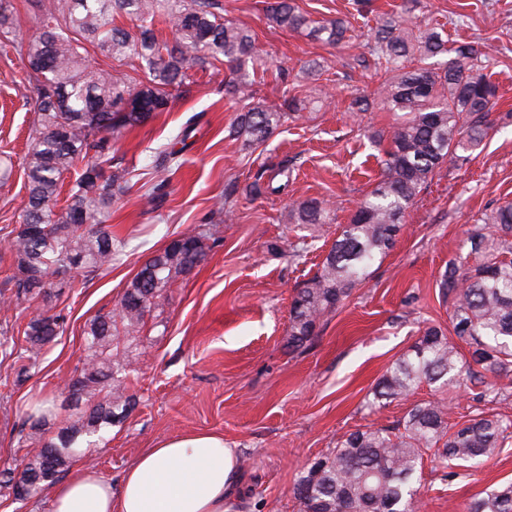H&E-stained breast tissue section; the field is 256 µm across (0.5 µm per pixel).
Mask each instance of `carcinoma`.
Segmentation results:
<instances>
[{
	"label": "carcinoma",
	"instance_id": "obj_1",
	"mask_svg": "<svg viewBox=\"0 0 512 512\" xmlns=\"http://www.w3.org/2000/svg\"><path fill=\"white\" fill-rule=\"evenodd\" d=\"M221 11L220 0H44L34 17L36 33L19 41L11 0H0V44L27 59V78L38 90L25 167L28 200L22 224L8 244L16 299L51 301V276L61 269L92 275L112 267L119 250L108 222L124 179L123 171L112 170V141L165 111L192 72L220 60L228 65L226 92L245 102L232 133L250 145L265 142L288 112L305 109L286 89L278 102L255 100L245 66L260 62L256 38L251 30L224 19ZM117 15L136 22L138 33L133 36L114 25ZM159 17L169 24L173 41L155 35L152 26ZM268 19L332 46L347 31L342 20L312 24L292 0H277ZM85 42L123 65L138 61L146 81L136 83L110 65L86 66L81 52ZM365 48L379 78L372 98L398 117L379 135L389 143L380 179L357 202L314 276L292 302L294 348L309 341L321 318L393 249L406 212L434 172L446 163L465 161V153L477 149L494 125L491 106L498 86L485 73L488 53L470 43L450 49L440 32L405 12L383 20ZM178 156L174 148L161 150L152 155L151 168L171 171ZM77 167L81 172L59 209L64 174ZM262 178L256 175L251 193L279 194L288 188L286 182L263 187ZM333 215L331 205L318 198L297 201L291 208L297 224H328ZM480 221L509 245L512 201L485 210ZM209 236L208 230H193L174 246L154 252L112 310L89 323L82 366L65 386L77 412L22 461L24 473L35 482L29 497L57 481L82 454V442L102 437L135 405L127 387L130 363L118 349L112 327L119 322L128 335L140 331L154 300L204 259ZM469 242V254L480 257V263L471 268L450 260L439 283L441 294L452 299V333L427 327L386 369L374 390L378 404L402 399L423 383L434 386L441 397L414 406L393 427L352 431L328 454L307 464L293 487L300 512H417L425 455L444 468L451 461L479 464L512 436V420L500 415L448 423L449 388L483 372L512 375V259L496 254L482 233L471 234ZM63 325L59 314L30 318L20 347L9 343L7 332L0 333V346L13 357L16 383L28 378L37 356L62 333ZM463 344L468 346L466 355L461 353ZM55 420L54 406L42 401L24 415V422H33L39 431ZM15 496L13 470L8 469L0 473V498ZM466 512H512V482L485 490Z\"/></svg>",
	"mask_w": 512,
	"mask_h": 512
}]
</instances>
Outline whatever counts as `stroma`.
Here are the masks:
<instances>
[{"label":"stroma","instance_id":"obj_1","mask_svg":"<svg viewBox=\"0 0 512 512\" xmlns=\"http://www.w3.org/2000/svg\"><path fill=\"white\" fill-rule=\"evenodd\" d=\"M221 3L226 19L256 34L266 61L250 74L258 96L274 100L288 87L308 110L288 118L263 144L231 137L241 106L226 95L229 69L219 62L194 75L166 111L114 142L115 161L129 171L110 219L113 236L126 242L120 261L95 276H57L49 306L0 305V331L18 343L29 318L42 309L64 318L63 332L21 384L12 382L11 359L0 355V470L20 465L38 446L22 411L49 397L58 418L67 417L61 386L84 356L87 324L111 310L154 251L194 228L214 231L204 260L156 300L139 333L121 338L136 407L86 457L73 461L69 473L88 467L116 483L160 441L210 432L238 451L239 512H299L293 486L304 465L355 429L396 424L432 398L424 385L385 407L372 404L379 378L426 327L450 330L452 302L442 296L440 278L450 259L468 254L480 211L512 199V0H294L311 20L346 22V38L335 47L271 23V0ZM402 6L422 24L443 25L449 41L494 50L488 72L498 86L492 114L499 124L466 163L435 172L408 210L394 249L321 319L310 341L294 349L288 345L292 299L381 174L388 144L373 134L388 129L392 113L375 104L358 122L347 107L374 89L364 45L383 14ZM314 62L324 65L325 78L305 74ZM26 71L25 59L0 51V165L11 168L0 184V295L8 296L14 266L7 243L27 201L25 161L38 97ZM325 92L332 103L322 108L317 100ZM180 135L186 147L177 168L153 173L152 153ZM282 165L292 172L285 193L250 195L257 172L270 178ZM150 190L158 198L153 207L143 199ZM220 198L230 215L216 212ZM307 198L330 200L335 223H292L293 202ZM301 243L308 246L306 256L290 258L292 246ZM492 380L486 373L457 391L448 403L449 420L495 413L512 419V384L496 394L487 388ZM510 481L512 438L479 469L459 468L453 478L425 462L422 512H464L487 487Z\"/></svg>","mask_w":512,"mask_h":512}]
</instances>
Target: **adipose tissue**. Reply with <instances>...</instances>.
<instances>
[{
    "label": "adipose tissue",
    "instance_id": "obj_1",
    "mask_svg": "<svg viewBox=\"0 0 512 512\" xmlns=\"http://www.w3.org/2000/svg\"><path fill=\"white\" fill-rule=\"evenodd\" d=\"M238 457L223 437L192 433L141 453L112 486L91 469L59 484L51 512H236Z\"/></svg>",
    "mask_w": 512,
    "mask_h": 512
}]
</instances>
